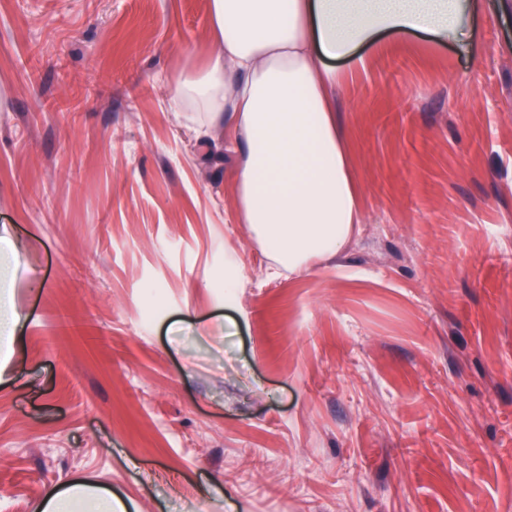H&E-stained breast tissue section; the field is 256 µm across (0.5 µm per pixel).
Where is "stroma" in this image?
I'll return each instance as SVG.
<instances>
[{
  "instance_id": "stroma-1",
  "label": "stroma",
  "mask_w": 512,
  "mask_h": 512,
  "mask_svg": "<svg viewBox=\"0 0 512 512\" xmlns=\"http://www.w3.org/2000/svg\"><path fill=\"white\" fill-rule=\"evenodd\" d=\"M336 93L362 224L272 274L172 95L212 0H0V512H512V8ZM236 261L242 288L224 292ZM21 332V315L7 306L3 299L0 304V347L12 351L13 344ZM78 509V510H77ZM129 505L109 488L78 482L50 492L33 512H128Z\"/></svg>"
}]
</instances>
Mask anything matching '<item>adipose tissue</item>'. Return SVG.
Here are the masks:
<instances>
[{
  "instance_id": "ef3b65f1",
  "label": "adipose tissue",
  "mask_w": 512,
  "mask_h": 512,
  "mask_svg": "<svg viewBox=\"0 0 512 512\" xmlns=\"http://www.w3.org/2000/svg\"><path fill=\"white\" fill-rule=\"evenodd\" d=\"M483 0H212L219 47L174 93L237 144L236 214L276 268L294 273L338 256L359 223L348 137L336 114L342 71L386 34L459 40ZM109 488L78 482L34 512H128Z\"/></svg>"
}]
</instances>
